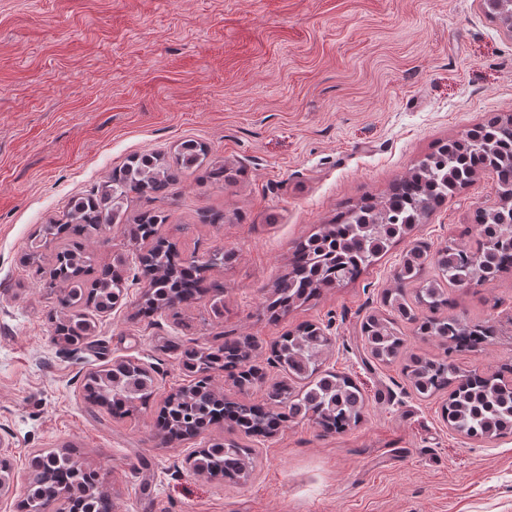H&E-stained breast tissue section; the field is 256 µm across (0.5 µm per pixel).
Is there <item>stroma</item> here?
<instances>
[{"instance_id":"1","label":"stroma","mask_w":512,"mask_h":512,"mask_svg":"<svg viewBox=\"0 0 512 512\" xmlns=\"http://www.w3.org/2000/svg\"><path fill=\"white\" fill-rule=\"evenodd\" d=\"M512 116V34L482 0H0V446L14 481L0 512H21L24 470L41 448L70 451L99 473L112 512H512V435L451 431L448 398L417 395L401 363L383 365L360 324L381 314L390 271L412 241L473 244L477 209L497 207L478 175L354 281L292 309L263 312L293 246L362 197L381 196L424 155L489 118ZM203 143L232 182L185 176L165 198L134 197L122 221L89 234L96 265L125 259L130 278L92 335L53 333L49 272L65 242L33 251L43 224L97 191L130 157H172ZM168 211L160 232L180 256L230 252L208 268L224 298L178 314H139L146 285L130 228ZM220 214L222 223L208 220ZM456 314L496 333L458 352L464 369L512 362V269L448 292ZM302 323L332 336L327 368L365 395L359 422L326 433L308 422L247 438L258 464L232 484L192 475L186 458L223 441L213 427L162 446L156 420L189 385L185 347L250 337L263 385L225 400L264 404L284 380L271 346ZM132 360L154 380L146 408L115 418L86 399L84 377Z\"/></svg>"}]
</instances>
